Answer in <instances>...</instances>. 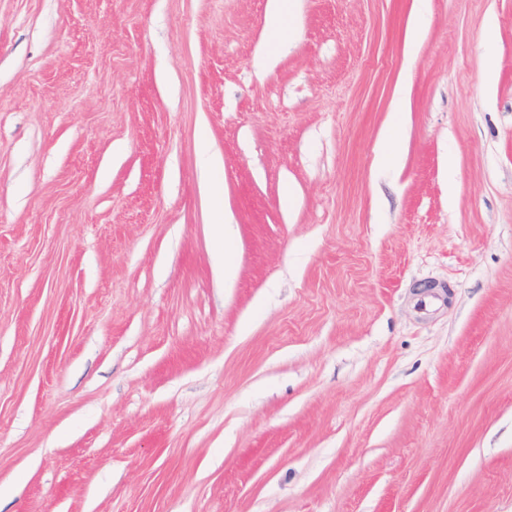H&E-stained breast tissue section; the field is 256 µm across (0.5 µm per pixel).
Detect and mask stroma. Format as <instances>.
Listing matches in <instances>:
<instances>
[{
  "instance_id": "1",
  "label": "stroma",
  "mask_w": 512,
  "mask_h": 512,
  "mask_svg": "<svg viewBox=\"0 0 512 512\" xmlns=\"http://www.w3.org/2000/svg\"><path fill=\"white\" fill-rule=\"evenodd\" d=\"M267 2L0 0V512H512V0ZM290 2V1H289ZM287 0H268L265 15V26L272 42L278 46L288 44L293 36V29L286 23L290 14V3Z\"/></svg>"
}]
</instances>
